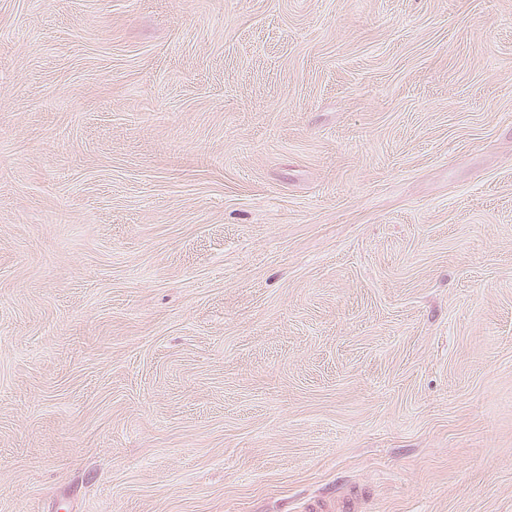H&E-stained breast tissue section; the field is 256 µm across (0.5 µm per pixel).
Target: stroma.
Masks as SVG:
<instances>
[{
    "label": "stroma",
    "mask_w": 512,
    "mask_h": 512,
    "mask_svg": "<svg viewBox=\"0 0 512 512\" xmlns=\"http://www.w3.org/2000/svg\"><path fill=\"white\" fill-rule=\"evenodd\" d=\"M512 512V0H0V512ZM362 492L354 489L336 499L314 498L305 504V512H359Z\"/></svg>",
    "instance_id": "obj_1"
}]
</instances>
